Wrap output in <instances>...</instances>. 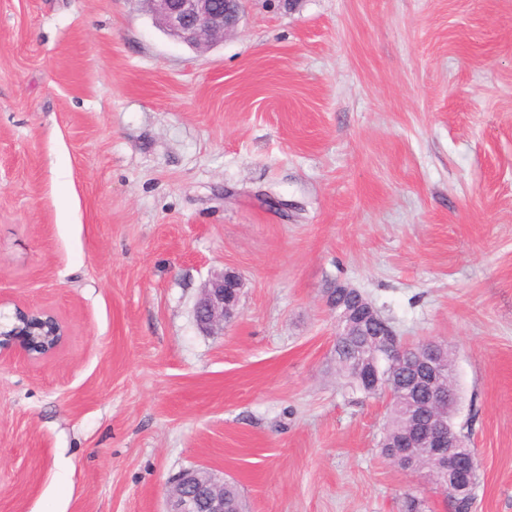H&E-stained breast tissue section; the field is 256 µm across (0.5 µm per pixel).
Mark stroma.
<instances>
[{
  "label": "stroma",
  "instance_id": "obj_1",
  "mask_svg": "<svg viewBox=\"0 0 512 512\" xmlns=\"http://www.w3.org/2000/svg\"><path fill=\"white\" fill-rule=\"evenodd\" d=\"M245 286L223 334L203 284ZM446 345L471 512H512V0H247L196 51L144 0H0V512H454L336 372V285ZM243 281L233 271L212 275L203 285L195 308L194 317L199 328L206 332H224L236 315ZM18 311L23 312L27 318L30 316L38 317L42 320V318H50L54 321L56 325V330L52 333H46L39 334L37 332H34L33 326H24V325H17L15 320L19 319L18 317ZM14 321L9 326H4L2 328V325L0 324V339L2 340V343L4 345L13 344L14 342H17L24 352L25 355L29 357L34 358H44L52 354L63 342L65 337V330L62 326V324L59 322V320L50 312L42 310V309H32V308H16L14 317ZM40 336H57L55 342L52 344L51 347H46L43 351L39 353H35L32 351V346H34L38 342V339H40ZM220 478L207 469L186 470L179 475L169 493L170 509L167 512H240L229 510L228 504L240 507V496L235 484L224 488Z\"/></svg>",
  "mask_w": 512,
  "mask_h": 512
}]
</instances>
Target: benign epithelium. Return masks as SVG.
I'll return each mask as SVG.
<instances>
[{
  "instance_id": "benign-epithelium-1",
  "label": "benign epithelium",
  "mask_w": 512,
  "mask_h": 512,
  "mask_svg": "<svg viewBox=\"0 0 512 512\" xmlns=\"http://www.w3.org/2000/svg\"><path fill=\"white\" fill-rule=\"evenodd\" d=\"M151 12L163 25L167 34L190 46H200L224 39L239 24L242 15V0H145ZM243 281L233 271L212 275L203 285L195 308L194 317L199 328L206 332L224 331V325L236 315ZM359 296L350 287L338 285L326 298V304L338 313L341 330L339 335L351 333L356 322L368 319L374 314L373 308L341 307L342 302ZM26 316L45 317L54 320L56 336L52 346L39 353L32 351L40 334L31 326L15 323L0 327V342L9 345L18 343L25 355L44 358L52 354L63 342L65 330L59 320L42 309L23 308ZM383 343L373 340L369 343L372 367L366 370L363 380L375 392L393 397L394 391L409 389L415 395H423L425 406L432 408L429 420L419 429H410L395 447L400 452L394 462L409 465L407 449L422 446L429 449L442 471V486L450 499L457 500L471 494L474 474L478 468L476 453L462 450L461 442L452 423L448 422V411L456 410L457 399L440 383L441 374L437 367L436 353L439 345L425 343L427 357L419 368L427 374L425 378L405 380L403 376H390L383 371L387 365L404 361L409 354L408 345L402 343L391 327L380 332ZM168 512H231L224 500V479L207 469L186 470L179 475L169 493Z\"/></svg>"
}]
</instances>
